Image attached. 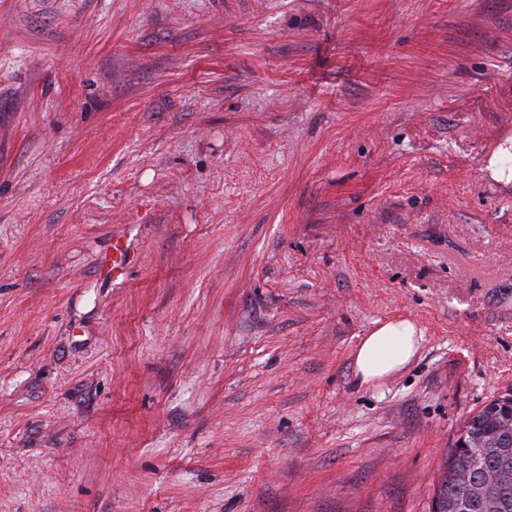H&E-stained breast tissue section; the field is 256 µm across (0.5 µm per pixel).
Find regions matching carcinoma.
<instances>
[{
    "label": "carcinoma",
    "mask_w": 512,
    "mask_h": 512,
    "mask_svg": "<svg viewBox=\"0 0 512 512\" xmlns=\"http://www.w3.org/2000/svg\"><path fill=\"white\" fill-rule=\"evenodd\" d=\"M470 457L474 475L500 474L503 480L486 487L499 500L496 512H512V416L494 399L482 407L462 429L448 455L446 471L440 477L433 500V512H487V497H472L456 479L458 460Z\"/></svg>",
    "instance_id": "carcinoma-1"
}]
</instances>
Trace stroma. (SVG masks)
Listing matches in <instances>:
<instances>
[{"label":"stroma","instance_id":"stroma-1","mask_svg":"<svg viewBox=\"0 0 512 512\" xmlns=\"http://www.w3.org/2000/svg\"><path fill=\"white\" fill-rule=\"evenodd\" d=\"M511 137L512 0H0V512H432ZM423 336L409 320H390L364 336L354 366L362 384L376 383L403 370L417 355Z\"/></svg>","mask_w":512,"mask_h":512}]
</instances>
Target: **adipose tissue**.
I'll use <instances>...</instances> for the list:
<instances>
[{
	"label": "adipose tissue",
	"instance_id": "1",
	"mask_svg": "<svg viewBox=\"0 0 512 512\" xmlns=\"http://www.w3.org/2000/svg\"><path fill=\"white\" fill-rule=\"evenodd\" d=\"M422 336L408 320H390L364 336L354 366L361 383L373 384L403 370L417 355Z\"/></svg>",
	"mask_w": 512,
	"mask_h": 512
}]
</instances>
